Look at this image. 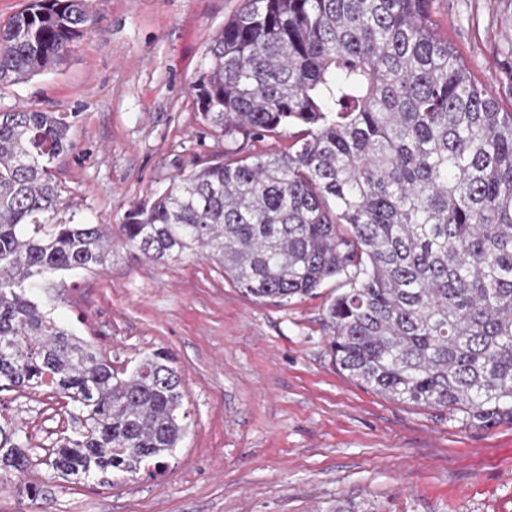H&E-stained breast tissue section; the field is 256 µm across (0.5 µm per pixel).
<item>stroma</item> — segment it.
<instances>
[{
    "label": "stroma",
    "instance_id": "obj_1",
    "mask_svg": "<svg viewBox=\"0 0 512 512\" xmlns=\"http://www.w3.org/2000/svg\"><path fill=\"white\" fill-rule=\"evenodd\" d=\"M243 0H96L97 23L44 74L0 87V111L72 117L57 160L62 218L121 224L134 204L225 153L286 151L287 136L224 140L193 84ZM472 75L512 112V0H430ZM345 280L287 303L245 296L203 257L161 263L116 247L103 270L54 289L55 318L114 367L156 350L181 376L192 424L163 467L76 478L46 463L77 429L43 386L0 391V424L29 459L0 474V512H512V425L389 400L337 366L324 327ZM38 485L43 510L27 488Z\"/></svg>",
    "mask_w": 512,
    "mask_h": 512
}]
</instances>
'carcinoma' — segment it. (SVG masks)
Masks as SVG:
<instances>
[{
    "label": "carcinoma",
    "instance_id": "cac0c4a2",
    "mask_svg": "<svg viewBox=\"0 0 512 512\" xmlns=\"http://www.w3.org/2000/svg\"><path fill=\"white\" fill-rule=\"evenodd\" d=\"M430 0H244L195 82L222 136H288L181 174L124 223L60 216L57 112H0V384L49 386L82 414L49 454L66 475L160 466L189 430L162 351L118 370L33 297L52 278L204 253L254 300L344 274L324 315L336 364L401 402L512 423V112L437 35ZM93 0H29L0 26V86L51 69L90 34ZM28 464L0 425V465Z\"/></svg>",
    "mask_w": 512,
    "mask_h": 512
}]
</instances>
